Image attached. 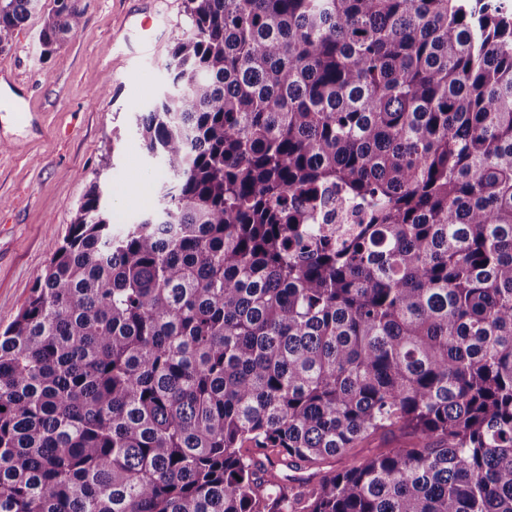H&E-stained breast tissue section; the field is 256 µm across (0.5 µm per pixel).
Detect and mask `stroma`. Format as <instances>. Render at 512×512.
Here are the masks:
<instances>
[{"mask_svg": "<svg viewBox=\"0 0 512 512\" xmlns=\"http://www.w3.org/2000/svg\"><path fill=\"white\" fill-rule=\"evenodd\" d=\"M80 7L79 32L50 56L41 53L37 17L0 52L32 108L23 120L0 110V328L25 305L92 185L118 228L158 199L160 160L142 147L139 115L170 88L165 63L186 31L184 0H159L145 51L127 27L137 0H80ZM103 83L106 95L93 101Z\"/></svg>", "mask_w": 512, "mask_h": 512, "instance_id": "1", "label": "stroma"}]
</instances>
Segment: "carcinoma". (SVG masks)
<instances>
[{"mask_svg": "<svg viewBox=\"0 0 512 512\" xmlns=\"http://www.w3.org/2000/svg\"><path fill=\"white\" fill-rule=\"evenodd\" d=\"M36 12L81 27L0 0V51ZM185 15L158 203L117 232L93 185L0 333V512H512V13ZM412 442H414L412 436L395 430L392 433H379L369 437L353 452L359 458L370 457L377 454L382 448L404 447Z\"/></svg>", "mask_w": 512, "mask_h": 512, "instance_id": "cac0c4a2", "label": "carcinoma"}]
</instances>
